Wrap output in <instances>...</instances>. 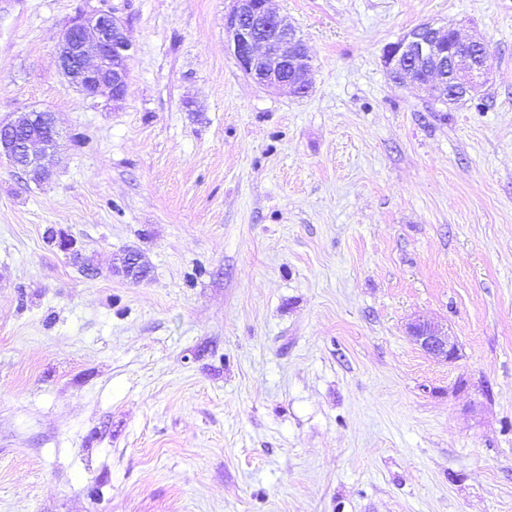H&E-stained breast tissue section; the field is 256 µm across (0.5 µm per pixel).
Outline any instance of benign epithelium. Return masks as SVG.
Wrapping results in <instances>:
<instances>
[{
	"mask_svg": "<svg viewBox=\"0 0 512 512\" xmlns=\"http://www.w3.org/2000/svg\"><path fill=\"white\" fill-rule=\"evenodd\" d=\"M224 15V32L240 70L257 84L305 94L312 84L313 65L302 39L270 0H232ZM131 44L124 21L108 10L74 18L58 43L59 66L68 86L87 98L123 99L128 81ZM489 45L480 38H462L452 27L423 22L408 30L384 51L390 76L418 86L427 96L446 99L459 92L477 93L490 68ZM58 132L50 112L32 111L19 121L0 123V159L36 181L48 178L43 164L57 147ZM122 271L133 279L148 276L136 253L121 258ZM411 340L427 355L445 361L457 345L431 322L417 319L409 326Z\"/></svg>",
	"mask_w": 512,
	"mask_h": 512,
	"instance_id": "7a95c632",
	"label": "benign epithelium"
}]
</instances>
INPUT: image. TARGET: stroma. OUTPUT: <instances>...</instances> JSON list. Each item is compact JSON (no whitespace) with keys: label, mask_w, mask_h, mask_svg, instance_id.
<instances>
[{"label":"stroma","mask_w":512,"mask_h":512,"mask_svg":"<svg viewBox=\"0 0 512 512\" xmlns=\"http://www.w3.org/2000/svg\"><path fill=\"white\" fill-rule=\"evenodd\" d=\"M271 5L305 95L240 70L231 0H0V121L61 133L48 182L0 162V512H512V0ZM100 8L114 105L57 64ZM425 21L488 40L472 99L391 80ZM131 44L124 21L108 10L74 18L58 43L59 66L68 86L87 98L118 102L128 81ZM411 340L427 355L445 361L453 360L457 355V345L447 333L431 322L417 319L409 326Z\"/></svg>","instance_id":"1"}]
</instances>
